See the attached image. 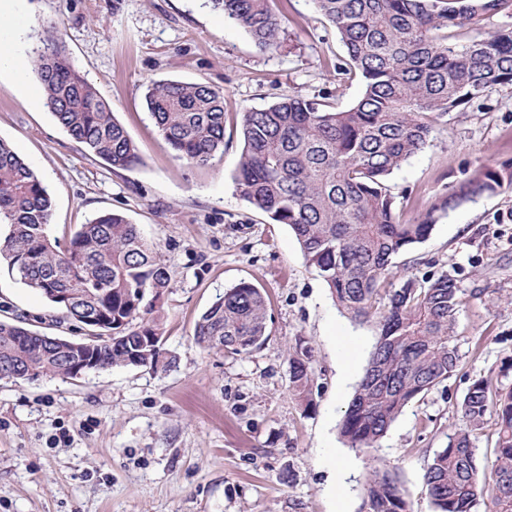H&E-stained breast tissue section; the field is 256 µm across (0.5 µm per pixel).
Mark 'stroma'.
I'll use <instances>...</instances> for the list:
<instances>
[{
    "label": "stroma",
    "mask_w": 512,
    "mask_h": 512,
    "mask_svg": "<svg viewBox=\"0 0 512 512\" xmlns=\"http://www.w3.org/2000/svg\"><path fill=\"white\" fill-rule=\"evenodd\" d=\"M276 48L206 0H15L21 32L11 51L30 60L45 21L76 68L105 98L139 162L112 169L83 151L45 103L31 104L0 73V138L46 186L51 236L66 240L114 211L156 244L171 282L156 303L172 364L107 368L77 378L0 379V512H364L375 469H396L412 512H435L424 475L461 424L475 379L512 386V189L431 212L483 166L512 170V86H496L435 125L430 144L389 178L401 219L433 216L431 235L395 260L392 279L454 278L465 292L461 361L411 403L375 450H352L339 426L375 342L333 302L285 224L237 193L242 115L288 96L326 97L336 109L361 95L341 73L336 31L312 0H273ZM224 93V150L208 166L175 159L144 93L163 80ZM267 300V336L250 353H206L195 324L240 282ZM0 319L51 336L83 331L8 271ZM312 352L308 400L292 390L289 356ZM350 468L335 474L337 458Z\"/></svg>",
    "instance_id": "35a3bbf8"
}]
</instances>
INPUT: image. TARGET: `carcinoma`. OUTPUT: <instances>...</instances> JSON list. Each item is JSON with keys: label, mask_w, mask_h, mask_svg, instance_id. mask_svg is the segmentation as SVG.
<instances>
[{"label": "carcinoma", "mask_w": 512, "mask_h": 512, "mask_svg": "<svg viewBox=\"0 0 512 512\" xmlns=\"http://www.w3.org/2000/svg\"><path fill=\"white\" fill-rule=\"evenodd\" d=\"M248 33L261 50L278 45L280 23L269 0H207ZM345 48L344 72L358 73L362 96L337 111L317 98L287 97L243 113V151L235 175L238 195L272 222L288 225L306 262L353 320L376 319L377 339L340 426L349 447L368 452L414 399L457 369L458 316L464 292L442 275L422 284L390 287L393 259L424 241L434 227L400 220L388 177L429 143L436 121L465 109L484 93L512 85V28L482 32V21L505 12L512 0H313ZM471 27L478 35L457 48L448 31ZM32 61L39 87L57 123L83 150L112 169L139 156L112 102L79 72L57 38L56 22L43 26ZM147 109L175 157L206 166L224 150V94L204 83L155 82ZM512 186V172L483 167L434 206L445 212ZM50 195L15 148L0 139V267L43 294L64 317L89 325L112 316L114 338L94 340V369L168 367L152 303L169 288L157 247L138 225L114 212L80 225L64 244L51 237ZM267 302L241 282L218 297L195 326L204 350L248 354L266 336ZM80 359L67 344L38 337L21 323L0 321V373L34 380L73 377ZM291 382L303 397L310 356L290 358ZM463 427L436 452L425 481L436 512H512V387L477 379L461 403ZM495 417L494 480L480 482L475 432ZM368 512H411L395 472L374 471L366 484Z\"/></svg>", "instance_id": "cac0c4a2"}]
</instances>
